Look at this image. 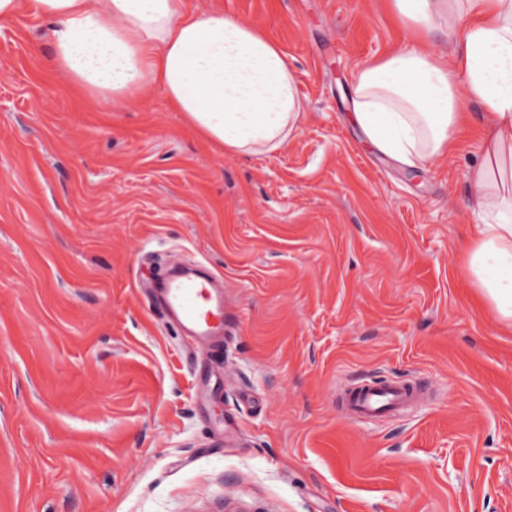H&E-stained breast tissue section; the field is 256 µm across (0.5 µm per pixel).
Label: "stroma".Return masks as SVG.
Returning a JSON list of instances; mask_svg holds the SVG:
<instances>
[{
    "label": "stroma",
    "mask_w": 512,
    "mask_h": 512,
    "mask_svg": "<svg viewBox=\"0 0 512 512\" xmlns=\"http://www.w3.org/2000/svg\"><path fill=\"white\" fill-rule=\"evenodd\" d=\"M283 48L285 149L225 154L161 92L116 108L0 26V512H512V332L460 246L478 138L374 153L351 73L401 45L387 0H220ZM202 264L224 340L184 351L146 282ZM417 383L357 421L363 380Z\"/></svg>",
    "instance_id": "1"
}]
</instances>
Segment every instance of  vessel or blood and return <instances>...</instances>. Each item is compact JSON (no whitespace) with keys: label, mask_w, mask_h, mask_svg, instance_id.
<instances>
[{"label":"vessel or blood","mask_w":512,"mask_h":512,"mask_svg":"<svg viewBox=\"0 0 512 512\" xmlns=\"http://www.w3.org/2000/svg\"><path fill=\"white\" fill-rule=\"evenodd\" d=\"M155 289L166 316L183 328L186 346L204 344L223 330L224 292L207 270L190 274L172 266ZM413 392L407 384L359 383L348 392L346 405L354 417H380L411 402Z\"/></svg>","instance_id":"obj_1"}]
</instances>
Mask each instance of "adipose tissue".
Wrapping results in <instances>:
<instances>
[{"mask_svg":"<svg viewBox=\"0 0 512 512\" xmlns=\"http://www.w3.org/2000/svg\"><path fill=\"white\" fill-rule=\"evenodd\" d=\"M406 44L352 74V118L380 155L416 169L454 149L464 104L478 103L488 138L471 169L476 233L462 248L479 297L512 330V0H390ZM50 26L57 70L92 99L121 106L162 91L169 107L228 155L284 149L304 102L269 34L220 8L184 0H0V25L20 12ZM442 29L451 51L425 49Z\"/></svg>","mask_w":512,"mask_h":512,"instance_id":"adipose-tissue-1","label":"adipose tissue"}]
</instances>
